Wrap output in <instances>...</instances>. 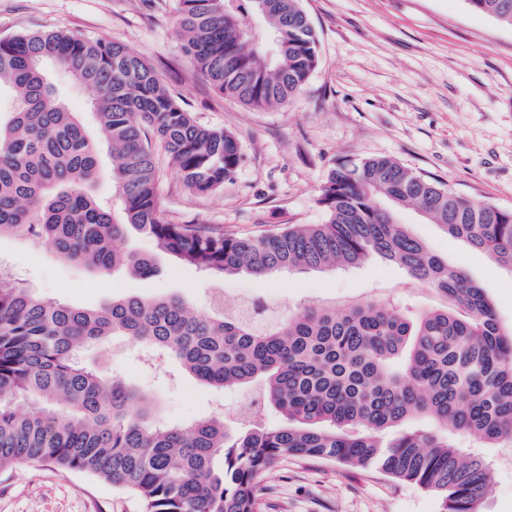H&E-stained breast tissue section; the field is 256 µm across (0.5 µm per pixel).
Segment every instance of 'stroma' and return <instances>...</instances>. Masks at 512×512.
<instances>
[{"label": "stroma", "instance_id": "stroma-1", "mask_svg": "<svg viewBox=\"0 0 512 512\" xmlns=\"http://www.w3.org/2000/svg\"><path fill=\"white\" fill-rule=\"evenodd\" d=\"M319 38V62L290 102L255 110L214 91L183 52L176 0H0V39L22 31L64 29L122 43L146 60L203 124L240 141L233 182L214 195L187 190L163 167L166 218L227 234L257 235L286 224H319L318 203L339 163L389 156L474 200L512 210V26L472 11L467 0H301ZM400 218L436 252L485 288L501 322L512 324V275L482 252L424 223L415 207ZM123 248L154 255L143 279L123 269L102 275L61 261L44 245L0 237V268L40 295L89 307L117 296L177 294L198 311L263 296L277 312L361 297L395 301L418 314L436 295L379 257L353 268L292 271L259 278L209 276L160 254L133 232ZM85 364L157 399L161 417L188 425L220 412L235 421L250 390L221 391L182 375L164 360L146 362L141 346L118 340L84 351ZM488 512H512V448H490ZM263 512H438L439 500L374 470L288 457L266 480ZM0 512H143L129 492L51 462L0 470Z\"/></svg>", "mask_w": 512, "mask_h": 512}]
</instances>
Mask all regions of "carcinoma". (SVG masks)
I'll list each match as a JSON object with an SVG mask.
<instances>
[{
    "label": "carcinoma",
    "mask_w": 512,
    "mask_h": 512,
    "mask_svg": "<svg viewBox=\"0 0 512 512\" xmlns=\"http://www.w3.org/2000/svg\"><path fill=\"white\" fill-rule=\"evenodd\" d=\"M512 26V0H468ZM182 49L219 94L253 109L301 92L318 63L300 0H177ZM93 91L98 139L69 109L49 66ZM0 235L42 243L101 274L154 271L116 249L131 231L197 271L258 277L355 267L376 255L444 305L411 316L380 300L302 307L257 329L176 296L115 297L77 307L0 271V469L52 461L135 495L144 512H261L269 472L286 454L377 468L441 499L442 512H487L490 461L512 447V325L484 288L399 219L413 205L443 233L512 274V211L462 197L398 161L333 168L326 219L256 236L167 219L157 152L185 188L223 191L242 161L237 137L200 123L153 66L124 45L63 30L0 40ZM124 221L90 189L100 144ZM124 338L219 389L258 387L257 407L184 426L160 420L139 389L86 366L82 350ZM271 407L276 425L256 422Z\"/></svg>",
    "instance_id": "carcinoma-1"
}]
</instances>
